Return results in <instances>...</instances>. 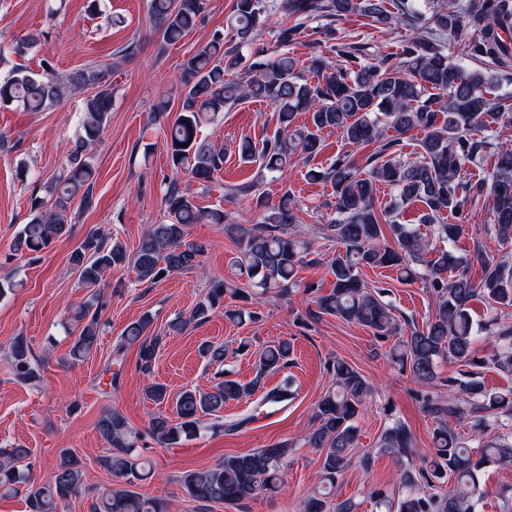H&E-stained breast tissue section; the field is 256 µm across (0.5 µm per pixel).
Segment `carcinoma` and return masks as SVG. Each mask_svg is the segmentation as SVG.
<instances>
[{"label": "carcinoma", "instance_id": "cac0c4a2", "mask_svg": "<svg viewBox=\"0 0 512 512\" xmlns=\"http://www.w3.org/2000/svg\"><path fill=\"white\" fill-rule=\"evenodd\" d=\"M416 2H396L399 15L410 26L398 63L390 65L381 57L369 63L361 47L338 43L330 46L335 56L314 55L306 69L299 70L294 57L283 53L271 59L257 45L259 31L273 14L295 20L294 25L285 23L276 30L277 41L286 46L309 22L360 15L389 26L394 16L383 0H235L232 36L227 39L216 31L183 60L177 113H172L165 98L151 110L152 122L166 124L170 174L164 182L162 222L150 225L133 253L119 241L109 242L104 233L91 231L72 251L70 263L86 288L98 287L105 272L125 266L132 267L140 281L156 284L200 266L206 245L187 240L191 225L222 224L239 246L233 261L236 277L213 280L189 317L175 318L168 329L178 333L220 309L231 322L252 320L255 312L224 304V296L253 301L254 293L245 290L247 286L290 295L297 287L296 270L310 255L309 243L301 236L298 207L287 190L275 205L257 200L263 213L251 226L224 223V210L202 207L186 192L183 178L205 186L224 170V149L199 137L202 124L213 121L225 107L250 98L273 104L278 112L276 134L260 147L244 138L238 153L245 161L259 160L260 174L281 178L294 157L311 161L321 152L319 132L324 129L341 131L355 147L379 144L363 163L344 153L325 169L308 170L310 180L331 186V214L322 230L343 247L329 260L335 278L331 292L313 296L311 303L317 314L363 325L377 341L389 345L391 360L419 386L418 402L436 423L431 455L418 461L412 457L411 433L402 423L395 421L383 430L377 451L397 460L398 473L395 490L372 489L377 512H479L483 500L479 472L491 465L512 467V436L488 433L495 425H512V389H489L477 375L484 368L512 373V330L493 333L491 354L477 356L476 344L490 325L474 327L469 302L478 296L492 305L512 308V254L481 260L482 275L474 283L463 271L468 259L434 245V240L453 242L460 234L461 225L447 223L445 215L463 219L468 204L481 195L482 185L467 179L466 169L489 151L495 156L491 221L501 244H512V145L484 135L489 119L508 114V108L491 96L497 79L449 59L445 43L459 44L471 59L511 67L512 0H450L444 7L432 5L429 16ZM203 9V0H151L150 20L162 41L175 45L202 22ZM227 74L237 75V80H226ZM110 77L109 66L90 63L62 78L35 77L20 70L0 80V105L17 102L28 112H42L74 92L91 91L83 100L81 132L69 151L67 168L52 185L50 200L31 197V219L13 242L15 253H40L69 234L67 213L73 201L85 210L93 207L95 180L89 152L112 112ZM300 112L311 115V124H295ZM387 128L398 137L385 138ZM410 132L420 135L419 151L412 159L399 148L401 136ZM381 185L394 193L387 211L375 207ZM412 202L424 205L420 221L432 227V235L390 219ZM388 233L392 246L386 242ZM366 267L391 268L401 283L421 281L431 298L425 326L399 320L386 300V289L370 286L361 277ZM101 312L102 302L94 295L73 314L80 327L70 346L73 359L82 360L97 347ZM153 320L146 312L125 327L106 366L112 378L118 376L112 365H122L124 349L131 344L138 346L139 370H153L162 344V337L151 333ZM199 352L211 365L224 362L222 346L204 342ZM291 355V343L281 340L260 351L253 380L243 383L226 372L209 391L183 390L175 401V417L159 414L150 419L151 438L164 448L191 440L204 428L206 416L210 426L226 427L224 406L250 398L264 375L287 367ZM442 361L460 366L444 379L445 395L431 391L441 380ZM11 367L20 380L36 378L29 346L21 337L11 346ZM326 370L335 389L316 404L315 428L304 436L303 444L322 454L323 482L332 488L354 459L362 468L370 467L369 454L356 457L357 418L373 386L344 360L328 363ZM291 397L286 383L267 391L259 406ZM464 419L470 420L478 435L475 449L450 424ZM97 429L109 445L101 464L122 480V486L105 489L93 504L94 512H166L162 504L133 490L148 476L134 456L141 441L139 432L116 410L102 414ZM287 455L288 444L277 443L188 471L181 483L194 501L239 504L283 484ZM30 458V449L20 444L0 454L1 495L22 491L28 512H58L59 505L82 493V462L75 451H62L53 482L44 486L32 479ZM445 482L453 483L448 493H436L438 484ZM356 508L351 499L335 500L320 491L308 497L304 512H356Z\"/></svg>", "mask_w": 512, "mask_h": 512}]
</instances>
